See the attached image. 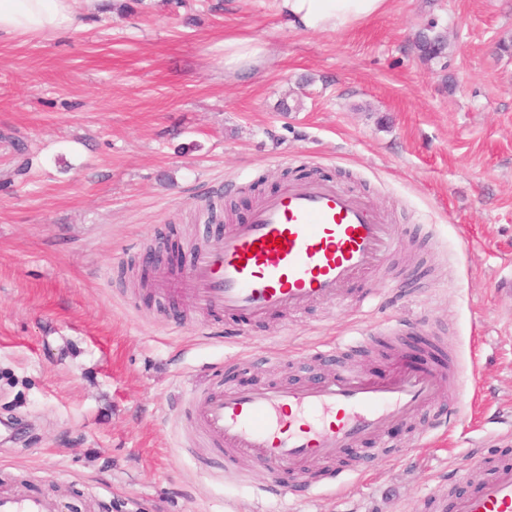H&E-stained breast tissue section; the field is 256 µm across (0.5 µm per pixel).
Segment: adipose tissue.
Wrapping results in <instances>:
<instances>
[{"mask_svg":"<svg viewBox=\"0 0 512 512\" xmlns=\"http://www.w3.org/2000/svg\"><path fill=\"white\" fill-rule=\"evenodd\" d=\"M0 0V34L55 36L80 30L82 12H94L99 0ZM387 0H281L288 26L303 31L343 30L384 12Z\"/></svg>","mask_w":512,"mask_h":512,"instance_id":"obj_1","label":"adipose tissue"}]
</instances>
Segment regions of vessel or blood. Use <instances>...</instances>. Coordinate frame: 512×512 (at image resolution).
Instances as JSON below:
<instances>
[{"label": "vessel or blood", "mask_w": 512, "mask_h": 512, "mask_svg": "<svg viewBox=\"0 0 512 512\" xmlns=\"http://www.w3.org/2000/svg\"><path fill=\"white\" fill-rule=\"evenodd\" d=\"M397 244L394 225L365 198L328 178L307 177L267 194L179 276L156 286L185 294L211 315L259 320L348 301L349 285L374 277ZM441 377L437 365H401L383 381L339 371L302 387H217L190 397L188 418L197 442L223 457L225 469L244 458L263 464L274 479L297 462L333 460L381 438L392 421L436 405ZM449 508L512 512V464L453 495ZM0 512H59V505L51 497L5 491Z\"/></svg>", "instance_id": "obj_1"}]
</instances>
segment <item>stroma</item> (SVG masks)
Listing matches in <instances>:
<instances>
[{
  "instance_id": "35a3bbf8",
  "label": "stroma",
  "mask_w": 512,
  "mask_h": 512,
  "mask_svg": "<svg viewBox=\"0 0 512 512\" xmlns=\"http://www.w3.org/2000/svg\"><path fill=\"white\" fill-rule=\"evenodd\" d=\"M444 58L415 48L428 25ZM268 43L248 73L218 42ZM324 175L398 247L372 306L249 323L146 296L144 259L222 236L220 187L255 201ZM420 324L460 366L452 401L280 485L187 446L193 389L301 386L393 360L337 339ZM277 361H268L269 353ZM467 422L452 426L455 410ZM512 463V0H389L339 31L289 29L280 0H112L58 37L0 36V488L61 512H425Z\"/></svg>"
}]
</instances>
